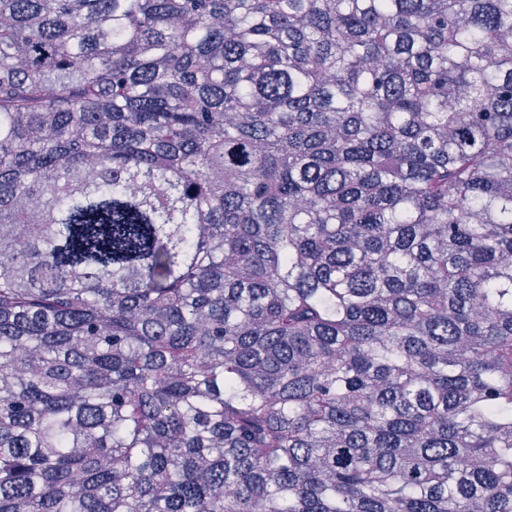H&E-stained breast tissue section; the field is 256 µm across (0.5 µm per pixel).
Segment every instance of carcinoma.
<instances>
[{"label": "carcinoma", "mask_w": 512, "mask_h": 512, "mask_svg": "<svg viewBox=\"0 0 512 512\" xmlns=\"http://www.w3.org/2000/svg\"><path fill=\"white\" fill-rule=\"evenodd\" d=\"M0 512H512V0H0Z\"/></svg>", "instance_id": "obj_1"}]
</instances>
